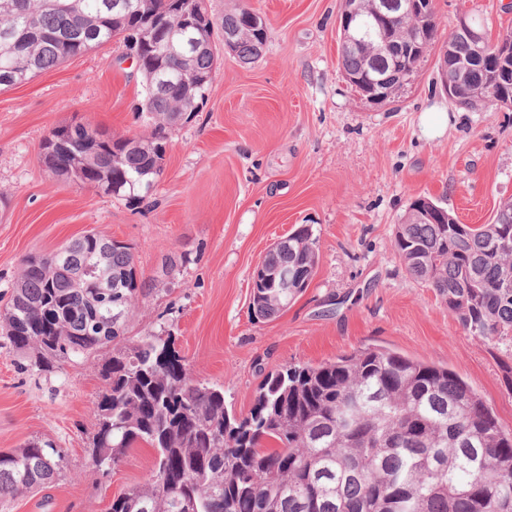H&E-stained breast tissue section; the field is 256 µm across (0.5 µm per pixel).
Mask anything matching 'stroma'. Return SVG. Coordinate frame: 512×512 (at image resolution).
<instances>
[{"instance_id":"1","label":"stroma","mask_w":512,"mask_h":512,"mask_svg":"<svg viewBox=\"0 0 512 512\" xmlns=\"http://www.w3.org/2000/svg\"><path fill=\"white\" fill-rule=\"evenodd\" d=\"M248 4L266 20L256 62L219 54L207 99L169 135L164 171L138 204L81 187L44 163L63 124L111 136L146 133L136 106L143 78L110 42L0 92V310L27 256L87 232L128 244L137 273L156 281L135 298L124 333L98 355L44 375L0 334V450L31 440L63 448L46 492L5 496L0 512H108L154 462L137 447L110 474L89 464L100 366L150 334L171 335L194 379L223 387L247 414L264 375L385 347L457 372L512 428V382L491 342L462 333L432 289L394 249L409 204L433 198L463 224L492 223L512 198V109L468 110L439 78L460 14L490 38L512 31V0H435L438 36L394 98L367 103L339 65L342 0H210L214 18ZM307 225L320 261L280 317L252 320L251 274L277 239ZM190 251L165 276L164 257Z\"/></svg>"}]
</instances>
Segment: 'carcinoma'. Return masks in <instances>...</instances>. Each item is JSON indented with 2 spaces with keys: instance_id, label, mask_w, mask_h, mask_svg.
Here are the masks:
<instances>
[{
  "instance_id": "obj_1",
  "label": "carcinoma",
  "mask_w": 512,
  "mask_h": 512,
  "mask_svg": "<svg viewBox=\"0 0 512 512\" xmlns=\"http://www.w3.org/2000/svg\"><path fill=\"white\" fill-rule=\"evenodd\" d=\"M0 14V90L135 29L148 79L139 111L150 138L133 148L89 127L87 144L47 161L65 180L101 187L131 203L162 175L176 111L194 113L207 87L182 92L196 76L216 73L211 48L188 44L181 61L166 53L180 28L169 0H137L133 15L112 18L113 0H8ZM240 32L237 58L257 61L267 40L247 33L236 9L215 26ZM459 59L469 41L448 35ZM367 49L340 50L344 75L387 67ZM395 252L407 274L432 288L459 329L512 343V199L492 224L397 225ZM319 264L306 225L274 244L263 260L270 275L300 272L312 281ZM153 291L137 276L132 248L86 234L27 259L5 322L10 346L38 373L99 353L119 338L132 301ZM304 292L255 281L253 319L271 321ZM98 429L90 463L117 468L130 449L154 451L149 477L112 500L110 512H512V429L455 371L393 350L366 347L318 365H286L267 374L249 412L229 410L224 390L194 380L185 360L159 336L143 338L102 364ZM64 462L49 441L0 450V495L39 491Z\"/></svg>"
}]
</instances>
